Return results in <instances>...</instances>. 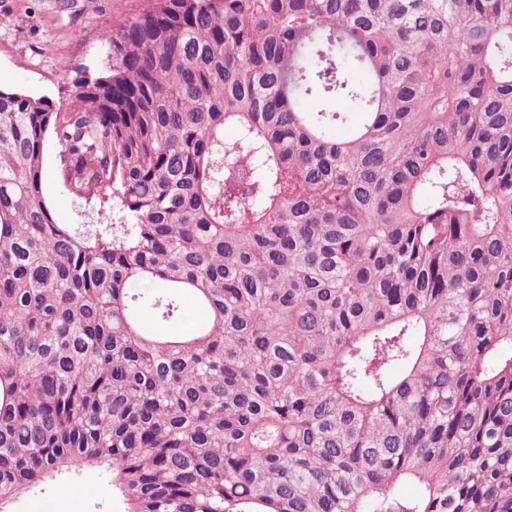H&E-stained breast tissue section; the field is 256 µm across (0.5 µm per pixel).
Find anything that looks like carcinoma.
<instances>
[{
  "label": "carcinoma",
  "instance_id": "carcinoma-1",
  "mask_svg": "<svg viewBox=\"0 0 512 512\" xmlns=\"http://www.w3.org/2000/svg\"><path fill=\"white\" fill-rule=\"evenodd\" d=\"M102 41L65 112L0 89V512L93 466L124 512H512V0ZM49 139L127 223H55Z\"/></svg>",
  "mask_w": 512,
  "mask_h": 512
}]
</instances>
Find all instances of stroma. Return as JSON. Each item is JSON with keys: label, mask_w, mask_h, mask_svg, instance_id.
Segmentation results:
<instances>
[{"label": "stroma", "mask_w": 512, "mask_h": 512, "mask_svg": "<svg viewBox=\"0 0 512 512\" xmlns=\"http://www.w3.org/2000/svg\"><path fill=\"white\" fill-rule=\"evenodd\" d=\"M144 7V0H0V88L68 107L83 68L105 62L103 32ZM57 155V145L48 143L43 195L55 222L90 228L122 223L111 200L89 205L63 184ZM97 484L87 473L83 483L62 492L26 499L20 512H93L86 489Z\"/></svg>", "instance_id": "35a3bbf8"}]
</instances>
